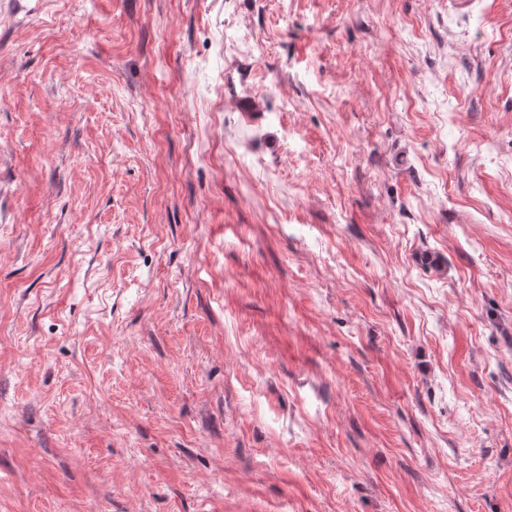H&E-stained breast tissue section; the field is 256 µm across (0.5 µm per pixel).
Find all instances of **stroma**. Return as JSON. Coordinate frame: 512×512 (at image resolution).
Wrapping results in <instances>:
<instances>
[{
	"instance_id": "stroma-1",
	"label": "stroma",
	"mask_w": 512,
	"mask_h": 512,
	"mask_svg": "<svg viewBox=\"0 0 512 512\" xmlns=\"http://www.w3.org/2000/svg\"><path fill=\"white\" fill-rule=\"evenodd\" d=\"M0 512H512V0H0Z\"/></svg>"
}]
</instances>
